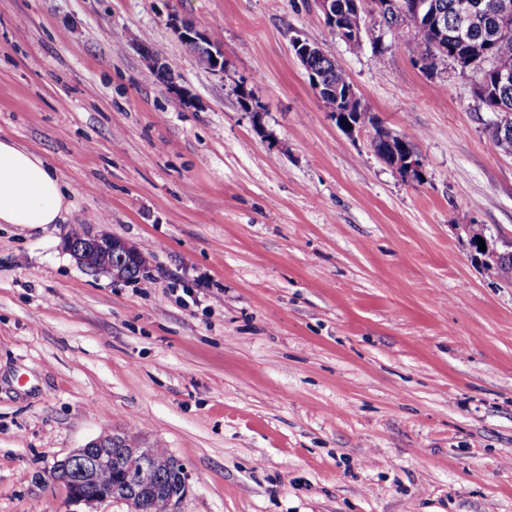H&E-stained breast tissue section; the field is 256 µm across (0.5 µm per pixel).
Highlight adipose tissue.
<instances>
[{
    "instance_id": "adipose-tissue-1",
    "label": "adipose tissue",
    "mask_w": 512,
    "mask_h": 512,
    "mask_svg": "<svg viewBox=\"0 0 512 512\" xmlns=\"http://www.w3.org/2000/svg\"><path fill=\"white\" fill-rule=\"evenodd\" d=\"M71 208L60 177L42 155L0 138V224H61Z\"/></svg>"
}]
</instances>
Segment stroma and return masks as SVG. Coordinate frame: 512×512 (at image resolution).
I'll return each mask as SVG.
<instances>
[{"instance_id":"35a3bbf8","label":"stroma","mask_w":512,"mask_h":512,"mask_svg":"<svg viewBox=\"0 0 512 512\" xmlns=\"http://www.w3.org/2000/svg\"><path fill=\"white\" fill-rule=\"evenodd\" d=\"M362 26L349 46L315 0H0V136L74 201L0 224V512H128L53 476L122 432L181 464L175 512H512V283L469 244L512 236V155L474 72ZM298 39L415 134L421 180L337 127ZM72 223L149 254L145 279L82 265Z\"/></svg>"}]
</instances>
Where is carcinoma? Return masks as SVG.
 I'll return each mask as SVG.
<instances>
[{
	"instance_id": "cac0c4a2",
	"label": "carcinoma",
	"mask_w": 512,
	"mask_h": 512,
	"mask_svg": "<svg viewBox=\"0 0 512 512\" xmlns=\"http://www.w3.org/2000/svg\"><path fill=\"white\" fill-rule=\"evenodd\" d=\"M461 0H436L439 7L443 27L448 33H453L456 16ZM485 12L487 22L485 27L476 30L469 37L466 48L473 53L487 54L488 64L478 80L487 85V96L481 98L485 111L491 113L512 114V83L505 86L495 81L500 72L512 75V28H500V14L503 6H512V0H476ZM401 0H394V8L390 9L389 30L394 36L404 42L412 58L425 59L435 53L434 42L439 35L433 30H417L413 33L406 30L405 18L400 11ZM317 84L321 86L318 98L324 107L336 114L341 108L338 97L351 85L346 75L336 66V62L328 55H317L310 62ZM352 121L367 133L369 146L373 153L384 163L391 166L397 155L405 150L415 149V135L406 133L402 136H390L384 132L378 115L364 105H359L353 113ZM487 132L495 145L504 153L512 154V121L500 127L492 122L486 126ZM484 270L492 278H505L512 272V256L504 260L493 258L483 262ZM147 267V257L136 252L134 261L123 266L121 278L137 279ZM107 449L101 456L94 482L95 487H112V497L123 498L132 492L125 480L126 471L140 470L130 458L123 453L136 450L138 458L148 466L145 483V499L143 508L146 512H171L170 499L178 495L181 484L182 466L163 448H149L144 445L140 436L134 434H113L104 438ZM123 457V462L116 458Z\"/></svg>"
}]
</instances>
